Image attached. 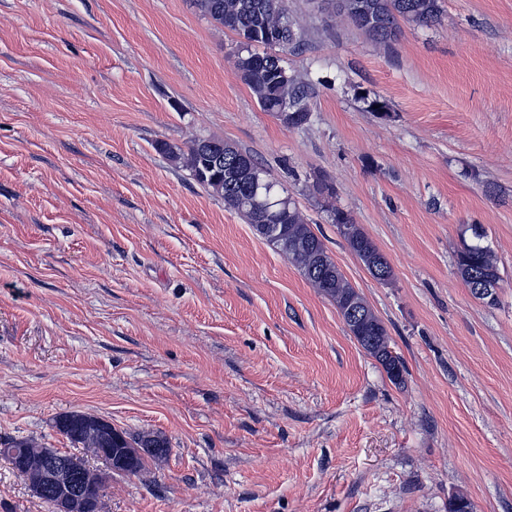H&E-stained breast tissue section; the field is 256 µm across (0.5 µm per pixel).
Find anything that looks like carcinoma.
<instances>
[{
    "label": "carcinoma",
    "mask_w": 512,
    "mask_h": 512,
    "mask_svg": "<svg viewBox=\"0 0 512 512\" xmlns=\"http://www.w3.org/2000/svg\"><path fill=\"white\" fill-rule=\"evenodd\" d=\"M195 5L218 25L245 38L234 57V68L260 108L282 119L288 127L308 124L311 118L308 100L313 84L290 73L276 54L252 49L254 44L291 51L301 48V34L286 26L289 17L283 0H195ZM333 10L372 40L388 47L398 37L400 20L432 26L439 20L441 4L440 0H346L344 6H335ZM285 111L288 117L283 119L281 115ZM207 142V150L200 138L192 140L185 149L167 142H160L157 147L170 160L188 169L201 185L223 198L224 204L250 224L259 237L295 265L319 294L336 305L360 347L382 365L394 384H402L401 359L388 358L387 328L331 258L296 202L284 195L279 182L251 154L219 138L209 137ZM214 153L240 158L246 162V169L232 173L213 162ZM328 212L350 250L368 271H373L383 254L347 212L332 205L328 206ZM470 231L472 242L457 254V275L469 288L476 277L499 282L496 259L483 244L485 230L472 226ZM95 423L110 428L108 422L88 419L80 412L63 413L52 419V427L66 434L71 443L112 462L114 472L124 470L129 475L142 476L146 473L147 460L162 458L169 452L168 442L159 434H130L111 428L112 441L108 442L86 430L87 425ZM0 455L23 476L26 475L23 463L28 461L41 463L50 457L55 465L72 461L71 456L44 448L31 438L5 441Z\"/></svg>",
    "instance_id": "obj_1"
}]
</instances>
